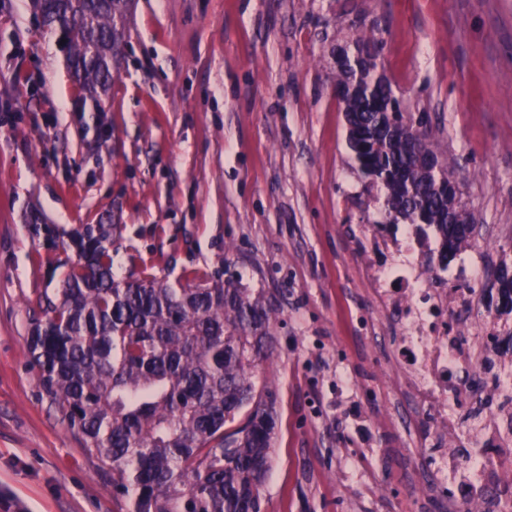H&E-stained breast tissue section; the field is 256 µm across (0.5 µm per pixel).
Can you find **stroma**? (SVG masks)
<instances>
[{
  "instance_id": "35a3bbf8",
  "label": "stroma",
  "mask_w": 512,
  "mask_h": 512,
  "mask_svg": "<svg viewBox=\"0 0 512 512\" xmlns=\"http://www.w3.org/2000/svg\"><path fill=\"white\" fill-rule=\"evenodd\" d=\"M413 119L441 134L492 288L512 255V0H130L102 101L81 91L30 0H0V512H129L26 353L69 240L107 224L114 269L195 271L279 309L261 362L277 427L263 512H429L432 453L397 407L395 335L353 231L383 221L336 96L358 31Z\"/></svg>"
}]
</instances>
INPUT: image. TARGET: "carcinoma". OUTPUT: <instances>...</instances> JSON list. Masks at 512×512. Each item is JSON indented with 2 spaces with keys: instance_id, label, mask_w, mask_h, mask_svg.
I'll return each instance as SVG.
<instances>
[{
  "instance_id": "obj_1",
  "label": "carcinoma",
  "mask_w": 512,
  "mask_h": 512,
  "mask_svg": "<svg viewBox=\"0 0 512 512\" xmlns=\"http://www.w3.org/2000/svg\"><path fill=\"white\" fill-rule=\"evenodd\" d=\"M45 27L65 40L79 85L106 91L125 45L127 0H31ZM368 58L346 59L336 84L357 79L342 98L360 172L387 190L389 223L436 232L444 254L469 244L473 224L448 221V162L423 169L417 146L433 130L414 127ZM58 302H37L27 351L40 386L59 405L84 450L112 471L129 512H261L272 458V393L257 386V362L274 353L276 310L232 282L170 283L152 274L112 275L102 227L72 241ZM497 308L512 314V262L495 274ZM245 417H240L241 413Z\"/></svg>"
}]
</instances>
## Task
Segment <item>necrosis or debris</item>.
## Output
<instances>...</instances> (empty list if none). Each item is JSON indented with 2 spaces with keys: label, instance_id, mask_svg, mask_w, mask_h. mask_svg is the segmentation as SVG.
<instances>
[{
  "label": "necrosis or debris",
  "instance_id": "4bbe7bcc",
  "mask_svg": "<svg viewBox=\"0 0 512 512\" xmlns=\"http://www.w3.org/2000/svg\"><path fill=\"white\" fill-rule=\"evenodd\" d=\"M360 245L374 259L367 277L376 304L401 329L388 362L408 380L405 403L427 417L422 440L439 446L464 429L480 443L469 458L451 450L430 465L437 483L457 484L454 501L438 500L439 512H470L474 501H494L501 465L512 462V431L483 417L465 427L457 414L471 408L486 386H512V352L503 342L512 334V316L488 304L474 264L441 261L433 234L378 226L363 234ZM468 367L476 370L475 381L459 382Z\"/></svg>",
  "mask_w": 512,
  "mask_h": 512
}]
</instances>
